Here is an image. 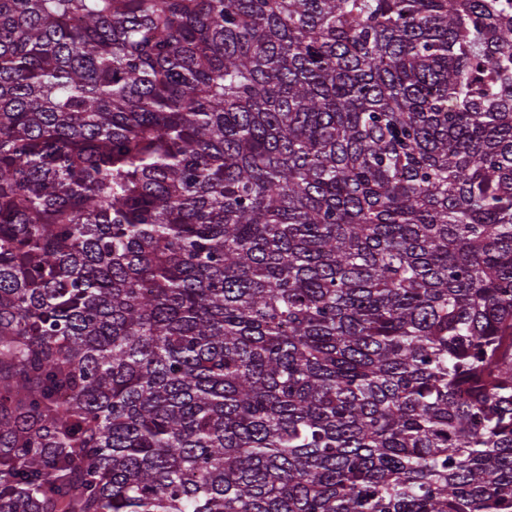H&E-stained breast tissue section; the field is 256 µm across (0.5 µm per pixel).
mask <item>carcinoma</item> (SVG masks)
Wrapping results in <instances>:
<instances>
[{
	"label": "carcinoma",
	"mask_w": 512,
	"mask_h": 512,
	"mask_svg": "<svg viewBox=\"0 0 512 512\" xmlns=\"http://www.w3.org/2000/svg\"><path fill=\"white\" fill-rule=\"evenodd\" d=\"M0 512H512V0H0Z\"/></svg>",
	"instance_id": "obj_1"
}]
</instances>
